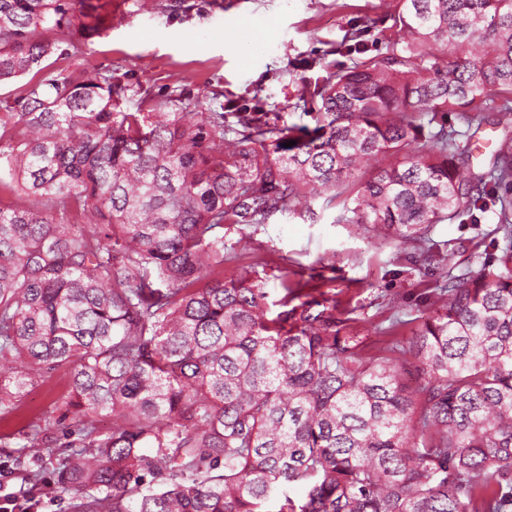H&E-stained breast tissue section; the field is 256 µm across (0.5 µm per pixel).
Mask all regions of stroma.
<instances>
[{
  "label": "stroma",
  "instance_id": "obj_1",
  "mask_svg": "<svg viewBox=\"0 0 512 512\" xmlns=\"http://www.w3.org/2000/svg\"><path fill=\"white\" fill-rule=\"evenodd\" d=\"M158 0H129L127 18L112 22L102 35L74 39L57 67L111 71L134 90L132 108L179 97L202 101L224 112L235 125L237 113H267L271 122L311 128L317 114L309 105L291 109L316 82L361 58L381 56L392 33L398 0H184L178 10H159ZM372 20L364 38L366 52L348 51L343 37L351 24ZM345 196L312 201L314 215L275 214L264 224L228 225L224 242L248 260L261 259L269 275L271 300L283 292L275 274L288 272L289 284L333 292L345 317L360 331L399 320L385 337H370L368 350L388 355L392 343H406L428 295L454 271L479 269L488 243L512 246L498 236V216L481 224L447 221L433 239L448 254L447 266L424 263L408 245L374 238L354 224L340 223ZM59 370L27 388L19 409L0 418V474L8 488L29 494L38 512H73L55 459L35 457L23 448L21 429L51 416L55 401L68 390Z\"/></svg>",
  "mask_w": 512,
  "mask_h": 512
}]
</instances>
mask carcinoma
<instances>
[{
	"label": "carcinoma",
	"instance_id": "carcinoma-1",
	"mask_svg": "<svg viewBox=\"0 0 512 512\" xmlns=\"http://www.w3.org/2000/svg\"><path fill=\"white\" fill-rule=\"evenodd\" d=\"M102 9L0 0V82L101 34ZM394 28L315 84L303 135L199 101L131 112L101 72L0 99V185L28 199L0 209V416L67 369L66 425L23 437L72 449L81 512H512V249L436 289L397 358L285 274L273 316L254 265L222 278L224 225L311 214L379 155L338 221L430 264L448 220L494 211L512 237V0H399ZM450 113L502 128L488 170H460Z\"/></svg>",
	"mask_w": 512,
	"mask_h": 512
}]
</instances>
